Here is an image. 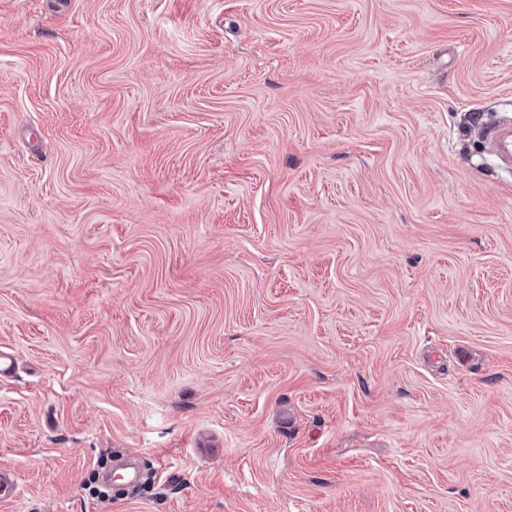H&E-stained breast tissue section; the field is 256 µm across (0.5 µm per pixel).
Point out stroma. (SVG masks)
<instances>
[{
	"mask_svg": "<svg viewBox=\"0 0 512 512\" xmlns=\"http://www.w3.org/2000/svg\"><path fill=\"white\" fill-rule=\"evenodd\" d=\"M502 120L512 0H0V512H512ZM487 135L490 137L498 160L510 170L512 165V125L488 129Z\"/></svg>",
	"mask_w": 512,
	"mask_h": 512,
	"instance_id": "1",
	"label": "stroma"
}]
</instances>
